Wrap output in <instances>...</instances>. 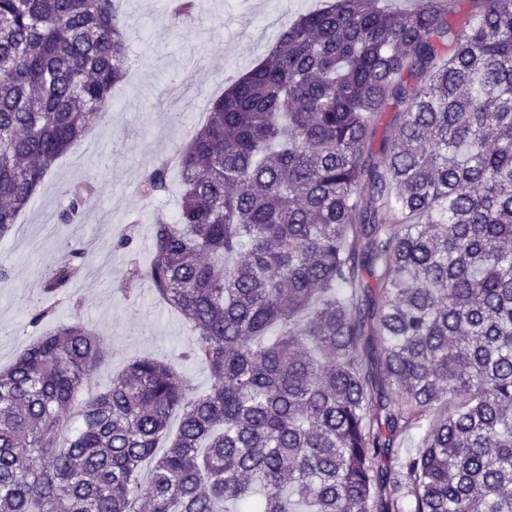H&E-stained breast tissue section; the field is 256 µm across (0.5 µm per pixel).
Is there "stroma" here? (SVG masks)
Returning a JSON list of instances; mask_svg holds the SVG:
<instances>
[{
    "label": "stroma",
    "instance_id": "stroma-1",
    "mask_svg": "<svg viewBox=\"0 0 512 512\" xmlns=\"http://www.w3.org/2000/svg\"><path fill=\"white\" fill-rule=\"evenodd\" d=\"M322 0H196L191 17L173 22L160 0H120L135 62L112 91L113 105L80 144L60 158L39 191L20 212L12 232L0 239V371L41 330L80 313L111 354L88 379L102 391L127 363L141 357L168 359L189 351L194 335L163 306L150 282L126 285L130 262L153 257L157 218L174 221L182 183L170 171L165 192L144 199L139 185L154 167L171 160L202 124L224 80L255 67L280 32ZM92 180L79 225L62 224L69 186ZM133 237L116 248L120 233ZM87 247L86 272L68 291L46 298L42 281L74 239ZM50 307L41 328L30 326L35 306Z\"/></svg>",
    "mask_w": 512,
    "mask_h": 512
}]
</instances>
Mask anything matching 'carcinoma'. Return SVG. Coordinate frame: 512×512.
Wrapping results in <instances>:
<instances>
[{
    "mask_svg": "<svg viewBox=\"0 0 512 512\" xmlns=\"http://www.w3.org/2000/svg\"><path fill=\"white\" fill-rule=\"evenodd\" d=\"M454 2L332 0L231 81L175 158L177 223L127 276L189 323L210 389L142 358L85 396L103 338L77 315L43 332L0 372V512H512V0H474L458 29ZM132 64L114 0H0L1 239ZM397 118V112L391 110V108L387 112H382L379 114L376 121V134L371 142V160L376 164H380L384 158V140L386 136L389 134L390 129L392 128L395 120ZM418 438V432L412 431L409 436L398 438L394 441L393 446L390 448L386 457L379 458L377 465L383 470H393L397 467L398 461L401 457L414 451Z\"/></svg>",
    "mask_w": 512,
    "mask_h": 512,
    "instance_id": "obj_1",
    "label": "carcinoma"
}]
</instances>
